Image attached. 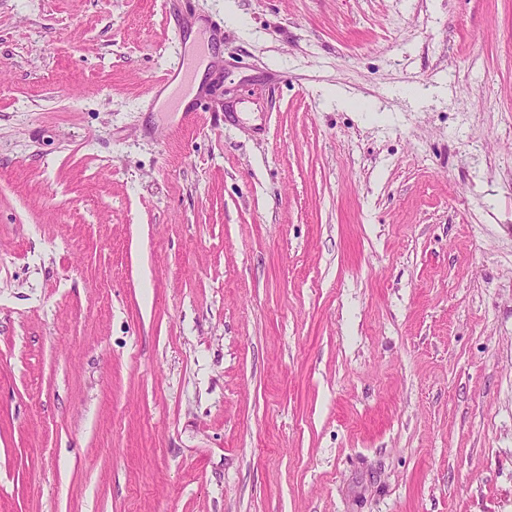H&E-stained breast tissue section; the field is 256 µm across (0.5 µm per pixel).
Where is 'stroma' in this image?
I'll use <instances>...</instances> for the list:
<instances>
[{"label": "stroma", "instance_id": "35a3bbf8", "mask_svg": "<svg viewBox=\"0 0 512 512\" xmlns=\"http://www.w3.org/2000/svg\"><path fill=\"white\" fill-rule=\"evenodd\" d=\"M0 512H512V0H0ZM191 68V62L186 58L185 54H181L180 58L174 65L165 69L163 74L156 78L151 84V92L155 97H160L182 74L186 76Z\"/></svg>", "mask_w": 512, "mask_h": 512}]
</instances>
